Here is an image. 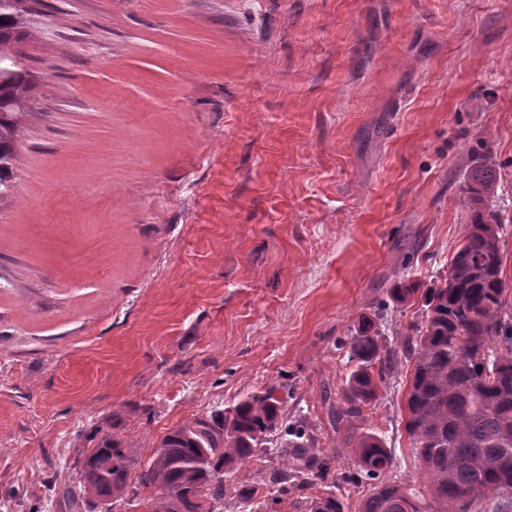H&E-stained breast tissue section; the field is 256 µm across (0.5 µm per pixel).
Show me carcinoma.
<instances>
[{
	"label": "carcinoma",
	"mask_w": 512,
	"mask_h": 512,
	"mask_svg": "<svg viewBox=\"0 0 512 512\" xmlns=\"http://www.w3.org/2000/svg\"><path fill=\"white\" fill-rule=\"evenodd\" d=\"M24 2L0 0V188L5 189L19 127V113L8 104L29 98L32 85L30 73L15 63L28 36ZM499 181L490 152L472 159L461 185L470 224L448 274L423 293L421 323L403 340L413 360L405 428L424 487L381 481L362 500L360 512H481L487 499L494 512H512V322L503 307L501 221L488 209ZM343 346L352 370L333 418L340 445L356 454L357 473L345 481L357 484L378 479L393 464L383 440L358 427L378 399L393 351L384 350L367 317ZM272 441L280 468L269 477L265 501L258 499L256 486L224 483V467L246 463ZM134 457L125 441L103 437L84 458L81 489L68 486L66 496L76 502L92 493L112 505L125 499ZM329 470L313 430L301 419L288 420L271 389L164 435L138 483L154 490L153 512H197L200 497L209 501L206 512H219L226 503L236 509L253 503L261 512L270 502L279 504L288 489L319 483L325 484L324 493L311 499L309 512H343L332 491L336 482H327Z\"/></svg>",
	"instance_id": "obj_1"
}]
</instances>
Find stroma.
Instances as JSON below:
<instances>
[{
    "label": "stroma",
    "mask_w": 512,
    "mask_h": 512,
    "mask_svg": "<svg viewBox=\"0 0 512 512\" xmlns=\"http://www.w3.org/2000/svg\"><path fill=\"white\" fill-rule=\"evenodd\" d=\"M33 76L0 195V512L65 506L101 437L136 451L275 389L332 475L360 316L396 346L500 166L512 313V0H29ZM398 357L364 426L421 487Z\"/></svg>",
    "instance_id": "stroma-1"
}]
</instances>
